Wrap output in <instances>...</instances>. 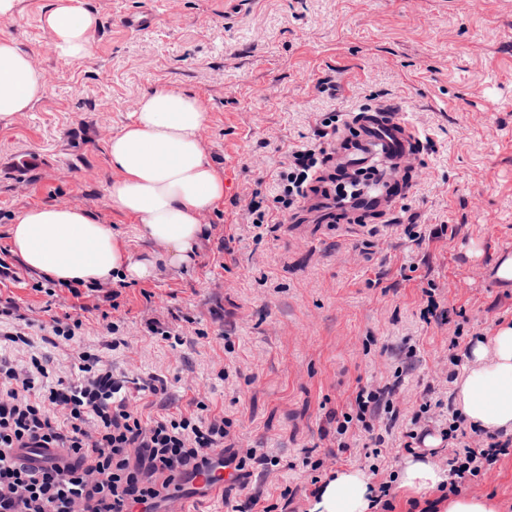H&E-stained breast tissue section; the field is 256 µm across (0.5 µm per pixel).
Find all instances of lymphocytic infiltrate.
I'll list each match as a JSON object with an SVG mask.
<instances>
[{"label":"lymphocytic infiltrate","instance_id":"obj_1","mask_svg":"<svg viewBox=\"0 0 512 512\" xmlns=\"http://www.w3.org/2000/svg\"><path fill=\"white\" fill-rule=\"evenodd\" d=\"M336 120H323L314 141L289 149L277 171L271 205L252 201L255 227L284 222L308 197V186L324 159L325 142ZM0 319L18 321L1 330L0 343L30 345L28 328L72 340L83 322L70 314L48 320L24 319L12 298H0ZM75 376H50L38 357L21 370L0 360V512H161L179 481L214 479L216 468L254 466L268 471L270 460L258 449L224 457L230 421L197 402L193 413L145 418L124 394L102 356L91 351L74 358ZM396 389L358 387L349 412H329L336 424L337 448L354 423L389 410ZM60 448L64 464L33 467L18 463V448ZM512 450V440L481 428L462 441L449 458L450 493L479 476Z\"/></svg>","mask_w":512,"mask_h":512}]
</instances>
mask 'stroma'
Wrapping results in <instances>:
<instances>
[{"instance_id":"obj_1","label":"stroma","mask_w":512,"mask_h":512,"mask_svg":"<svg viewBox=\"0 0 512 512\" xmlns=\"http://www.w3.org/2000/svg\"><path fill=\"white\" fill-rule=\"evenodd\" d=\"M51 2L20 0L0 22V36L15 39L46 82L30 111L0 125V248L19 210L77 204L141 251L133 219L106 196V146L148 89L203 100L202 139L228 189L201 217L208 238L190 267L104 283L87 297L90 311L67 289L34 291L37 274L13 262L0 295L36 320L64 303L83 326L70 346L38 339L0 358L22 367L35 355L59 372L75 351H100L117 379L166 381V393H136L143 416L189 413L202 400L231 419V444L297 464L272 483L248 467L222 494L189 493L191 512H233L255 492L279 504L289 488L299 512H310V473L299 466L307 449L321 480L360 468L389 483L395 512H410L416 495L394 480L411 417L429 409L439 435L469 346L512 320V283L494 272L512 255V0H252L242 12L232 0L174 9L168 0H83L99 16L95 53L74 63L58 58L43 29ZM137 14L156 22L121 25ZM380 102L401 107L424 142L395 214L355 229L248 223L251 194L271 188L282 149L312 138L331 110ZM111 289L119 307L104 316L96 306ZM155 326L171 337L152 334ZM361 382L396 385L400 417L390 429L357 430L350 449L333 454L327 414L347 411ZM464 493L512 512V455Z\"/></svg>"}]
</instances>
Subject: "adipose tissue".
<instances>
[{"instance_id": "1", "label": "adipose tissue", "mask_w": 512, "mask_h": 512, "mask_svg": "<svg viewBox=\"0 0 512 512\" xmlns=\"http://www.w3.org/2000/svg\"><path fill=\"white\" fill-rule=\"evenodd\" d=\"M96 16L82 0H55L44 29L65 61L91 59ZM45 92V79L11 38L0 36V123H6ZM206 108L195 94L151 89L135 103L131 120L114 134L107 155L114 176L106 195L132 217L140 240L153 246L146 258L83 207L35 205L15 215L8 228L12 254L28 270L59 284L96 285L115 278L138 282L159 267L191 265L207 236L204 212L224 199V174L206 154L201 133ZM473 365L454 382L458 412L469 424L512 434V321L468 349ZM447 481L427 455L409 457L400 488L428 491ZM375 487L357 468L337 471L321 488L311 512H373Z\"/></svg>"}]
</instances>
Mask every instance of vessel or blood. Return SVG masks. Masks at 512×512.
<instances>
[{
  "instance_id": "vessel-or-blood-1",
  "label": "vessel or blood",
  "mask_w": 512,
  "mask_h": 512,
  "mask_svg": "<svg viewBox=\"0 0 512 512\" xmlns=\"http://www.w3.org/2000/svg\"><path fill=\"white\" fill-rule=\"evenodd\" d=\"M421 150L419 133L403 112L375 107L351 115L336 133L328 165L337 179L362 186L342 200L311 199L317 223L358 225L393 214L412 191L405 175Z\"/></svg>"
}]
</instances>
